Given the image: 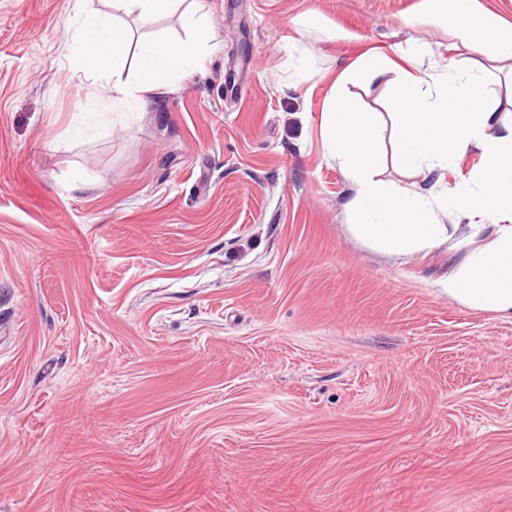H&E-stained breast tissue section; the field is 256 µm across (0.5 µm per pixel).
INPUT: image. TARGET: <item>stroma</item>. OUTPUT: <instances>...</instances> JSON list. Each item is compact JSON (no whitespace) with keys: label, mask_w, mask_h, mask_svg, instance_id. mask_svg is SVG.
I'll return each mask as SVG.
<instances>
[{"label":"stroma","mask_w":512,"mask_h":512,"mask_svg":"<svg viewBox=\"0 0 512 512\" xmlns=\"http://www.w3.org/2000/svg\"><path fill=\"white\" fill-rule=\"evenodd\" d=\"M423 0H183L213 49L85 103L77 0H0V512H512V317L349 230L322 117L413 39L512 122V66ZM321 14L336 39L307 29ZM391 77L347 87L390 127ZM396 66L390 53L373 51L363 54L352 64L342 77V87L347 85L368 86Z\"/></svg>","instance_id":"stroma-1"}]
</instances>
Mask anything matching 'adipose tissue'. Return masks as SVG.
Returning a JSON list of instances; mask_svg holds the SVG:
<instances>
[{
    "mask_svg": "<svg viewBox=\"0 0 512 512\" xmlns=\"http://www.w3.org/2000/svg\"><path fill=\"white\" fill-rule=\"evenodd\" d=\"M424 22L449 29L476 53L512 61V24L498 13L477 11L475 0H424ZM72 40L82 64L85 98L108 88L113 100L139 104L180 87L201 64L206 32L181 42L135 40L130 28L108 15L84 14ZM407 69L392 85L398 107L393 160L420 175L445 172L469 150L479 151L480 170L447 192L414 182L383 178L374 113L347 97V85L368 86L396 70L394 54ZM429 49L410 43L393 52L363 54L342 77L323 114L324 149L336 160L350 187L345 209L351 229L366 245L397 256H412L447 244L463 250L443 285L450 298L481 311L512 316V125L503 126L494 110L477 98L480 72L461 75L455 61L439 59L424 68ZM133 75H125L127 64ZM111 85H103V78ZM471 220L469 233L445 223L447 209ZM483 246H474L475 238Z\"/></svg>",
    "mask_w": 512,
    "mask_h": 512,
    "instance_id": "adipose-tissue-1",
    "label": "adipose tissue"
}]
</instances>
